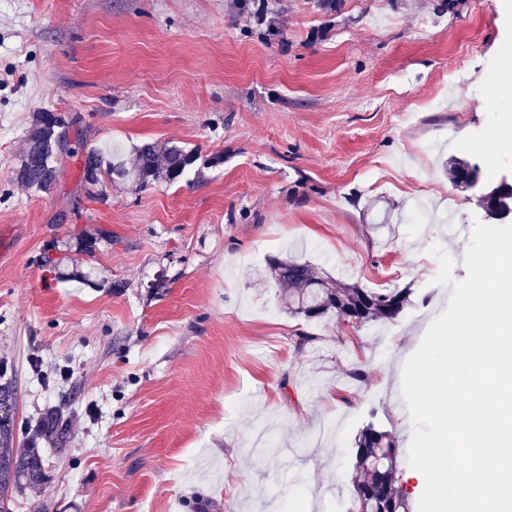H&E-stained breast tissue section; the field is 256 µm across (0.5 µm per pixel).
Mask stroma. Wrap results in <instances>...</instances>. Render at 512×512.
Wrapping results in <instances>:
<instances>
[{"label":"stroma","instance_id":"35a3bbf8","mask_svg":"<svg viewBox=\"0 0 512 512\" xmlns=\"http://www.w3.org/2000/svg\"><path fill=\"white\" fill-rule=\"evenodd\" d=\"M268 6L260 24L238 0H0V360L20 420L60 406L71 430L14 512H345L371 420L418 504L403 367L452 293L431 246L464 279L469 236L447 228L484 219L445 159L512 177V99L489 82L512 23L500 0ZM42 110L82 133L49 196L14 175ZM145 141L198 148L194 170L90 196L80 146ZM99 229L76 258L91 281L45 271ZM271 258L410 302L375 328L294 318L257 275Z\"/></svg>","mask_w":512,"mask_h":512}]
</instances>
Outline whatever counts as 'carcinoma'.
<instances>
[{
	"label": "carcinoma",
	"instance_id": "carcinoma-1",
	"mask_svg": "<svg viewBox=\"0 0 512 512\" xmlns=\"http://www.w3.org/2000/svg\"><path fill=\"white\" fill-rule=\"evenodd\" d=\"M66 137L57 135L44 113H36L26 131L27 147L19 160L16 180L38 194L48 195L59 179V161ZM199 158L198 150L179 146L160 147L143 142L125 154L122 147L83 149L82 181L99 188L98 197H107V182L122 179L138 189L154 183L180 180ZM456 185L473 191L475 201L486 196L495 201L501 183H486L477 162L452 156L445 162ZM110 238L101 230L81 240L76 251L93 256L99 242ZM263 278L277 288L276 296L284 311L293 317L313 319L332 315L341 319L358 315L360 325L369 326L397 318L408 304L407 288L393 290L364 288L358 283L334 280L321 268L297 259H272L263 270ZM70 424L61 408L48 411L34 429H24L25 440L16 445L18 432V393L15 381L0 382V512H13L14 500L37 493L48 479L44 442L57 448L67 442ZM356 471L354 493L348 512H411L408 497L399 487L398 446L391 434L370 422L355 440Z\"/></svg>",
	"mask_w": 512,
	"mask_h": 512
}]
</instances>
